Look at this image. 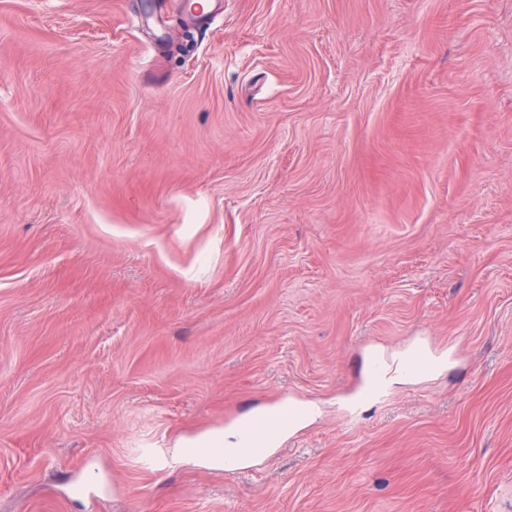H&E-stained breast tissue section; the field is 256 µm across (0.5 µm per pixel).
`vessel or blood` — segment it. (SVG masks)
<instances>
[{
    "instance_id": "obj_1",
    "label": "vessel or blood",
    "mask_w": 512,
    "mask_h": 512,
    "mask_svg": "<svg viewBox=\"0 0 512 512\" xmlns=\"http://www.w3.org/2000/svg\"><path fill=\"white\" fill-rule=\"evenodd\" d=\"M439 355L427 347H418L395 364H388L379 357H370L364 369L365 382L351 397V405L379 394L390 370L417 376L435 367ZM306 411L293 402H279L247 417L232 418L236 432V447L225 449L224 468L229 473H241L261 458L268 449L276 447L283 436L295 429Z\"/></svg>"
}]
</instances>
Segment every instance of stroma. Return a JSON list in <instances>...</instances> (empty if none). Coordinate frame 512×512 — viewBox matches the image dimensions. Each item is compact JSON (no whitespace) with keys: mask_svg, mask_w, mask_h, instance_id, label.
I'll return each instance as SVG.
<instances>
[{"mask_svg":"<svg viewBox=\"0 0 512 512\" xmlns=\"http://www.w3.org/2000/svg\"><path fill=\"white\" fill-rule=\"evenodd\" d=\"M0 512H512V0H0ZM440 357L436 351L420 346L414 352L403 356L395 364H392L390 370V365L384 360L377 356H371L364 369L365 383L350 397V411L354 410L364 398L379 394L390 371L398 370L409 376H417L435 367ZM306 410L291 402H279L247 417L230 420L236 432L239 448L207 446L203 451L224 453V468L228 473H241L261 458L268 449L276 447L283 436L295 429Z\"/></svg>","mask_w":512,"mask_h":512,"instance_id":"obj_1","label":"stroma"}]
</instances>
